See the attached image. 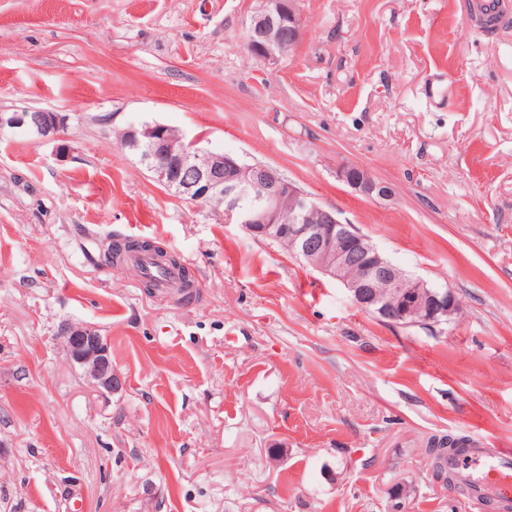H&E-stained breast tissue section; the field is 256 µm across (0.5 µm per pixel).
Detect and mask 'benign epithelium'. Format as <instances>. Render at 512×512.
Segmentation results:
<instances>
[{
    "mask_svg": "<svg viewBox=\"0 0 512 512\" xmlns=\"http://www.w3.org/2000/svg\"><path fill=\"white\" fill-rule=\"evenodd\" d=\"M250 17L247 50L265 65H277L303 33L299 0H258ZM69 116L47 109H0V131L23 132L52 140L64 129ZM126 146L139 158L152 180L176 197L198 204L224 197V222L240 224L257 237L293 241L296 255L307 265L340 281L353 302L392 326H411L415 316L422 324H446L455 314L456 298L449 289L436 288L381 256L367 236L338 213L319 204L310 194L285 179L276 169L258 162L246 163L224 152L202 148L196 140L161 123L142 122L123 131ZM191 171L194 179H183ZM336 176L355 191L386 198L392 188L370 179L354 164L337 168ZM295 213L291 224H281L282 210ZM320 213V222H306L307 213ZM357 269L352 277L349 270ZM387 286L382 294L376 283ZM61 334L72 360L79 364L96 391L110 394L121 386L111 347L91 323H67Z\"/></svg>",
    "mask_w": 512,
    "mask_h": 512,
    "instance_id": "obj_1",
    "label": "benign epithelium"
}]
</instances>
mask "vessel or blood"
<instances>
[{"label":"vessel or blood","mask_w":512,"mask_h":512,"mask_svg":"<svg viewBox=\"0 0 512 512\" xmlns=\"http://www.w3.org/2000/svg\"><path fill=\"white\" fill-rule=\"evenodd\" d=\"M447 468L458 478L467 497H492L501 512H512L511 455L493 452L476 438L462 453L448 457Z\"/></svg>","instance_id":"1"}]
</instances>
